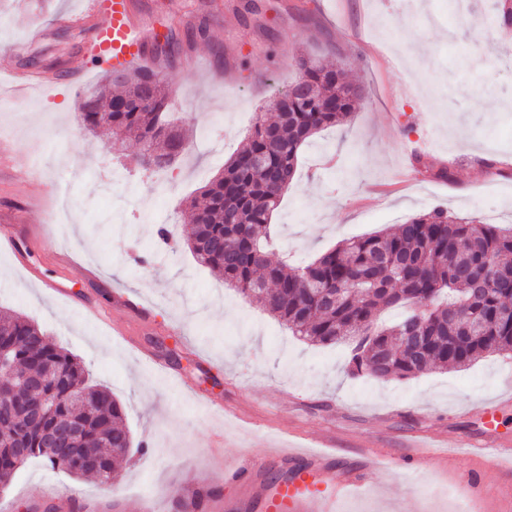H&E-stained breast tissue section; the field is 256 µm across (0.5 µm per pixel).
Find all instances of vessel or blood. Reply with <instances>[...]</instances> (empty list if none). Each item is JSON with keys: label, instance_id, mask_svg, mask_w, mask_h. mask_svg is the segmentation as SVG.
<instances>
[{"label": "vessel or blood", "instance_id": "1", "mask_svg": "<svg viewBox=\"0 0 512 512\" xmlns=\"http://www.w3.org/2000/svg\"><path fill=\"white\" fill-rule=\"evenodd\" d=\"M88 14H104L103 25L92 29L84 48L88 62L112 66L113 69L149 70L147 44L153 34L136 14L133 0H90ZM472 454L482 457V468L474 469L462 479L465 491L473 496L484 492L485 469L512 471V439L493 433L475 439L470 444ZM269 458L289 463V470L280 478L263 483L259 477L263 464H229L224 468L226 480L249 488V498L260 503L264 512H336L338 501L362 491L359 477L346 482L323 475L330 461L326 451L302 452L288 448H273ZM191 512H237L239 505L197 490L186 501Z\"/></svg>", "mask_w": 512, "mask_h": 512}]
</instances>
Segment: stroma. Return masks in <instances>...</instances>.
<instances>
[{
	"label": "stroma",
	"instance_id": "1",
	"mask_svg": "<svg viewBox=\"0 0 512 512\" xmlns=\"http://www.w3.org/2000/svg\"><path fill=\"white\" fill-rule=\"evenodd\" d=\"M82 2L0 0V79L29 70L55 78L0 109V225L28 240L17 252L0 249V312L34 321L82 360L124 404L135 447L115 464L122 497L34 459L0 505L47 512L54 485L74 488L96 512H142L148 495L166 512H184L172 492L188 485L237 501L243 492L225 481V464L267 460L272 432L335 440L327 472L339 479L370 448L405 456L415 439L443 436L461 449L489 430L512 437V357L490 354L417 378L353 379L347 346L291 335L185 246L154 248L152 234L164 224L179 236L188 202L222 172L270 96L297 78L300 55L342 60L366 97L303 148L272 217V260L298 266L436 206L512 224V36L489 16H459L448 0L406 8L402 0H260L261 13L247 20L241 0H135L158 33L174 37L178 59L160 74L186 146L172 167L127 173L139 144L126 140L124 156L114 157L111 136L93 135L79 119L81 94L102 76L84 69L86 30L63 21L82 13ZM203 20L208 39L187 46V30ZM218 119L222 136L207 138ZM420 145L426 161L453 169V181L403 179L407 153ZM44 235L73 266L38 250ZM115 291L149 310L143 319L109 311L122 338L85 312ZM199 392L228 414L200 405ZM267 462L270 480L284 465ZM474 465L463 454L433 461L422 491L405 471L365 470L369 491L349 496L340 512H512V475L486 471L489 494L463 495L458 477Z\"/></svg>",
	"mask_w": 512,
	"mask_h": 512
}]
</instances>
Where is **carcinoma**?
<instances>
[{
	"instance_id": "1",
	"label": "carcinoma",
	"mask_w": 512,
	"mask_h": 512,
	"mask_svg": "<svg viewBox=\"0 0 512 512\" xmlns=\"http://www.w3.org/2000/svg\"><path fill=\"white\" fill-rule=\"evenodd\" d=\"M492 22L512 33V0H489ZM299 75L288 98H273L274 121L261 119L224 170L200 190L184 243L224 284L281 321L293 335L315 345L346 344L349 372L377 380L412 378L433 369L466 367L486 354L512 355V226L485 224L434 207L411 216L393 232L352 238L295 268L273 263L271 216L298 164L302 147L320 131L355 111L362 91L344 81L340 61L297 60ZM167 94L159 75L127 70L88 87L80 115L89 131L119 130L141 145L136 165L169 166L177 130L163 120ZM403 309L395 323L382 312ZM423 336L418 354L400 341L406 330ZM0 479L13 481L32 459L74 479L102 483L113 458L132 445L122 403L75 355L48 341L20 315L0 318ZM36 367L49 376L33 390L32 402L48 401L51 414L9 417L12 387ZM72 429L75 457L91 453V467H64L47 443L55 428Z\"/></svg>"
}]
</instances>
